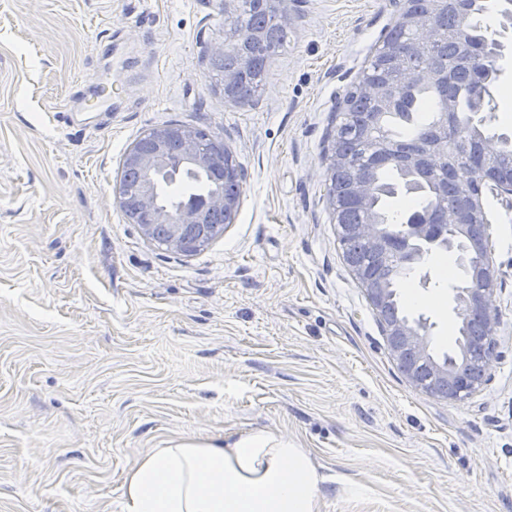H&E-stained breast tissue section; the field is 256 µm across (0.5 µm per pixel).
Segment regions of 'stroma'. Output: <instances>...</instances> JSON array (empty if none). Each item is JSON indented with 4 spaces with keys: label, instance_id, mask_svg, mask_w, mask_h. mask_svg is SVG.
<instances>
[{
    "label": "stroma",
    "instance_id": "obj_1",
    "mask_svg": "<svg viewBox=\"0 0 512 512\" xmlns=\"http://www.w3.org/2000/svg\"><path fill=\"white\" fill-rule=\"evenodd\" d=\"M395 0H296L256 100H225L207 47L224 0H0V512H120L126 472L178 438L270 430L325 476L323 512H512V208L484 194L498 290L489 383H408L346 266L324 155ZM486 123L512 132V32ZM121 97L81 108L103 84ZM242 167L222 238L184 256L115 200L130 146L172 122ZM436 249L408 306L456 348Z\"/></svg>",
    "mask_w": 512,
    "mask_h": 512
}]
</instances>
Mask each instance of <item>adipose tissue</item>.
I'll return each instance as SVG.
<instances>
[{
	"label": "adipose tissue",
	"instance_id": "ef3b65f1",
	"mask_svg": "<svg viewBox=\"0 0 512 512\" xmlns=\"http://www.w3.org/2000/svg\"><path fill=\"white\" fill-rule=\"evenodd\" d=\"M322 481L305 449L271 431L180 438L127 471L122 512H321Z\"/></svg>",
	"mask_w": 512,
	"mask_h": 512
}]
</instances>
